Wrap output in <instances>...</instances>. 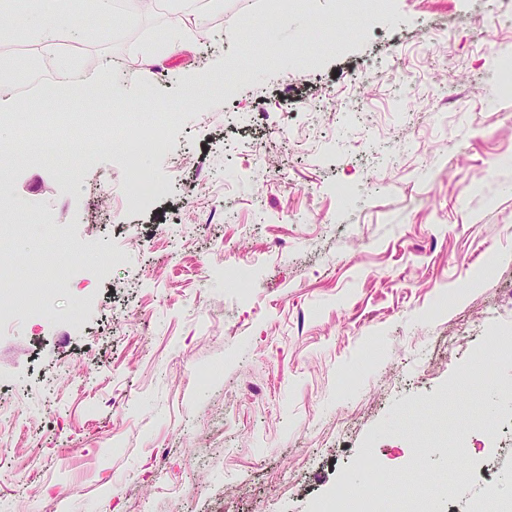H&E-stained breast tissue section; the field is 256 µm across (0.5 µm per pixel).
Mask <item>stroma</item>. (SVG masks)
Returning a JSON list of instances; mask_svg holds the SVG:
<instances>
[{"mask_svg":"<svg viewBox=\"0 0 512 512\" xmlns=\"http://www.w3.org/2000/svg\"><path fill=\"white\" fill-rule=\"evenodd\" d=\"M335 7L310 0L275 29V67L254 21L266 0H224L203 26L186 0L116 11L103 37L64 52L83 79L129 60L110 91L143 122L169 116L165 151L145 162L170 189L130 203L125 147L87 152L80 128V173L0 155V205L15 216L0 250L24 270L89 261L52 287L57 323L19 306L0 330V398L17 405L0 512H315L368 435L397 472L409 434L467 420L454 338L512 327L496 306L512 286V95L486 82L512 27L489 34L472 0H395L339 33L319 67L298 66ZM29 8L0 18L2 83L40 60ZM372 64L408 93L359 79ZM232 68L251 85L215 92ZM329 93L333 117L309 125ZM254 144L280 164L256 166ZM101 174L108 215L93 205ZM247 260L245 282L234 269ZM84 292L94 304L68 321ZM470 446L435 512H472L489 490L512 498V447L479 432Z\"/></svg>","mask_w":512,"mask_h":512,"instance_id":"35a3bbf8","label":"stroma"}]
</instances>
